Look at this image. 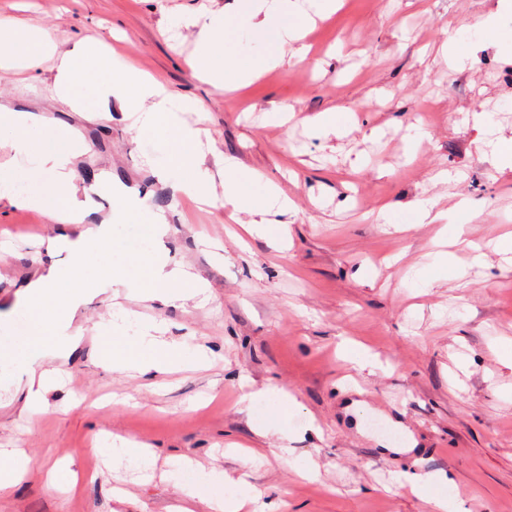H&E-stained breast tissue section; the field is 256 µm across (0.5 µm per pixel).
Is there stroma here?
I'll use <instances>...</instances> for the list:
<instances>
[{
	"instance_id": "obj_1",
	"label": "stroma",
	"mask_w": 512,
	"mask_h": 512,
	"mask_svg": "<svg viewBox=\"0 0 512 512\" xmlns=\"http://www.w3.org/2000/svg\"><path fill=\"white\" fill-rule=\"evenodd\" d=\"M0 0V17L21 16L66 48L87 38L107 43L115 62L159 77L174 94L204 102L202 127L211 170L235 159L279 184L296 207L271 212L288 228L280 252L253 237L239 246L232 205L200 206L161 177L162 149L135 137L122 102L87 118L43 94L52 74L41 65L0 77V103L74 128L86 147L76 172L93 182L100 169L116 187L163 214L174 232L166 247L203 280L210 303L185 308L143 303L119 289L89 295L80 318L91 324L126 308L168 324L166 337L214 353L204 371L170 376L151 388L135 375L95 363L92 337L57 366L69 390L53 393L61 410L17 437L20 400L0 397V448L21 446L31 472L0 498V512H174L178 489L162 476L185 456L231 476L246 474L274 512H428L402 485L404 473H443L432 493L452 497L454 512H512V265L494 244L512 236V167L492 155L474 123L490 113L495 135L512 139V57L475 35V20L497 0H341L305 37V58L283 63L234 91L198 79L194 39L172 50L163 32L199 10L234 16L244 0ZM455 37L471 64L449 69L444 45ZM292 114L287 124L274 115ZM348 110L341 136L316 138L306 123ZM423 132L415 162L405 140ZM445 213L468 204L469 237L487 253L475 266L468 249L449 248L458 280L421 287L416 279L438 249L439 227L398 231L376 221L391 205L417 201ZM55 230L42 211L0 200V317L36 270V242ZM379 365L350 369L341 342ZM275 384L299 404L275 410L264 401L244 411L245 388ZM120 435L155 454L156 474L141 479L128 465L104 466L92 450ZM84 482L73 496L49 488L60 461ZM318 467L314 479L304 478ZM126 491L117 502L113 489Z\"/></svg>"
}]
</instances>
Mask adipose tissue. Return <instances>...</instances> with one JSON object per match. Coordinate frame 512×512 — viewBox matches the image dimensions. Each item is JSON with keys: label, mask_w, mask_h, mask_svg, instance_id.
<instances>
[{"label": "adipose tissue", "mask_w": 512, "mask_h": 512, "mask_svg": "<svg viewBox=\"0 0 512 512\" xmlns=\"http://www.w3.org/2000/svg\"><path fill=\"white\" fill-rule=\"evenodd\" d=\"M335 10L336 0H248L240 16L199 11L185 18L182 26L195 32L201 78L221 89L246 85L275 68L285 48L304 52L306 25L313 17L328 16ZM258 15L264 18L259 25L253 22ZM21 60L49 62L53 73L50 91L73 111L92 112L112 96H121L134 114L132 130L164 147L167 168L177 177L178 191L192 198L211 196L214 179L206 165L211 148L201 142L199 128L182 119L186 112L203 114L199 99L174 98L163 83L135 68L116 65L98 43L68 50L40 27L21 19L0 18V71H15ZM62 131V126L32 112L0 108V145L15 155L34 156L51 176L37 194L24 195L17 190L23 174L12 164H2L0 199L38 208L59 224L58 234L40 240L38 246L50 255L68 252L70 258L62 269L52 264L40 266L35 278L18 292L12 313L25 317L27 328L20 335L6 337L0 347V382L8 393L22 395V419L30 425L49 411L48 395L61 386L62 375L58 369L35 364L26 351L37 347L46 356L73 354L82 340L74 322L87 295L123 287L133 289L139 301L178 307L212 299L198 276L171 261L165 245L169 226L162 214L113 191L109 172H101L94 183L77 184L75 172L81 154L61 141ZM95 193L109 195L111 208L104 220L90 226L86 219ZM224 200L247 216L249 234L282 243V230L262 219L271 210L293 208V201L279 185L228 161L224 164ZM131 217L147 225L146 243L136 250L117 249L111 229ZM164 330L163 323L142 322L135 334L128 335L114 324L98 323L97 361L114 372L134 371L153 385L167 374L205 366L206 349L167 341ZM169 476L180 493L178 512H194L197 503L208 504L212 512H245L262 498L255 490L225 497V489L238 487V479L191 460H172Z\"/></svg>", "instance_id": "1"}]
</instances>
